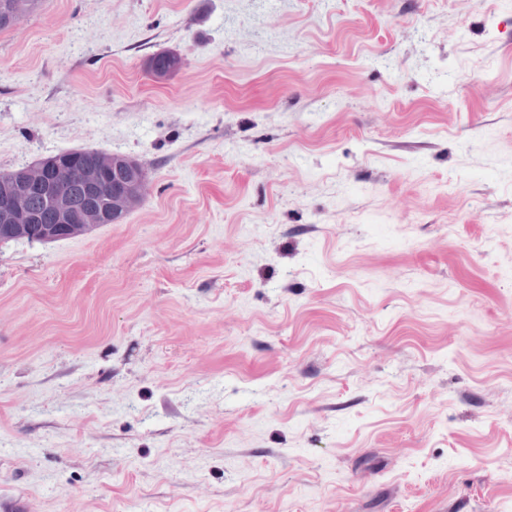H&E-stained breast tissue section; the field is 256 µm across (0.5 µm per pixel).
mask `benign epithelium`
Returning a JSON list of instances; mask_svg holds the SVG:
<instances>
[{"instance_id": "obj_1", "label": "benign epithelium", "mask_w": 512, "mask_h": 512, "mask_svg": "<svg viewBox=\"0 0 512 512\" xmlns=\"http://www.w3.org/2000/svg\"><path fill=\"white\" fill-rule=\"evenodd\" d=\"M75 181L86 189L103 190L105 205L86 207L83 199L72 191ZM146 187L142 165L130 158H112L110 185L102 181L99 167L82 154L44 159L0 180V230L11 236L49 239L47 235L32 231L36 226L32 208L41 203L50 224L72 237L111 223V219L144 196Z\"/></svg>"}]
</instances>
